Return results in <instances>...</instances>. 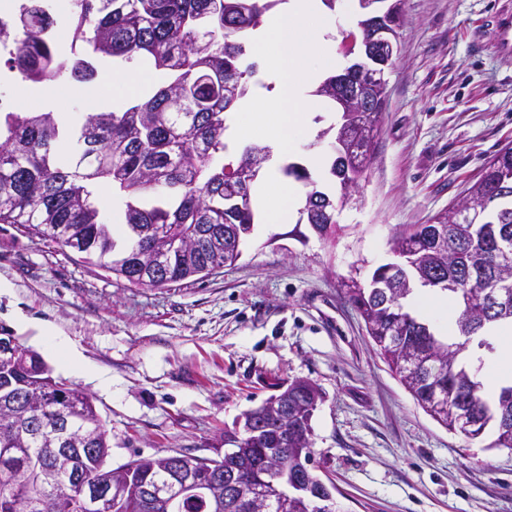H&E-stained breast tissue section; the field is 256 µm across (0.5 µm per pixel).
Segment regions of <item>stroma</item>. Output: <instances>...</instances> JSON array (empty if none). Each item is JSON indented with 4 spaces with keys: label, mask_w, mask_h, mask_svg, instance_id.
I'll use <instances>...</instances> for the list:
<instances>
[{
    "label": "stroma",
    "mask_w": 512,
    "mask_h": 512,
    "mask_svg": "<svg viewBox=\"0 0 512 512\" xmlns=\"http://www.w3.org/2000/svg\"><path fill=\"white\" fill-rule=\"evenodd\" d=\"M501 0H404L398 54L373 158L336 237L255 224L235 267L142 288L0 224V326L80 387L106 424L112 464L175 452L224 456V434L271 394L306 378L323 394L311 468L341 512H512V451L470 441L429 416L369 338L340 282L392 261V239L451 209L498 150L512 146V61L476 38ZM88 84L33 85L0 73V95L39 112L111 101L98 59ZM79 353L64 369L44 329Z\"/></svg>",
    "instance_id": "stroma-1"
}]
</instances>
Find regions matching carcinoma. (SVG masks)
I'll return each instance as SVG.
<instances>
[{"mask_svg":"<svg viewBox=\"0 0 512 512\" xmlns=\"http://www.w3.org/2000/svg\"><path fill=\"white\" fill-rule=\"evenodd\" d=\"M282 0H71L70 56L54 43L55 14L46 0H23L17 13L0 15V59L22 80L41 84L59 77L84 84L93 81L97 68L85 45L94 54L131 62L153 58L166 76L149 97L122 110L88 112L70 154H57L60 123L55 112H22L0 109V223L19 224L35 236L58 247L83 245L81 258L132 286L138 282L119 263V255L149 252L160 247L156 231L180 237L186 247L174 253L162 275L164 284L197 280L208 267L224 266V242L245 240L252 231L254 214L251 188L240 198L241 209L228 215L224 205L240 191L234 178L245 162L263 169L270 150L251 145L235 160L224 161L226 113L250 93L256 63H243L249 51V34L260 27L264 15ZM376 111L354 112L351 122L358 136L351 142L363 164L350 180L364 177L373 155L385 109V93L376 92ZM512 174V146L500 149L484 165V173L470 185L465 199L485 209L480 230L448 223V213L434 216L446 227L443 247L426 248L423 228L405 227L394 246L416 248L414 260L433 275H448V246H454L456 265L472 276L461 288H444L459 307L456 321L460 341L448 343L429 323L407 307L410 293L398 300L393 292L380 297L367 281L351 277L344 282L349 301L360 311L368 336L389 367L422 409L439 396L447 409L462 407L484 426L498 432L492 448H508L501 441L502 424L512 422V386H504L493 399L486 397L476 372L463 361L474 337L496 323L512 322V310L484 321L469 319L465 298L477 296L485 278L497 276L512 295V184H501ZM105 183L119 192L124 224L140 229L117 247L110 225L101 215L94 193ZM327 193L312 187L306 194L298 223L321 226L318 237L336 234L335 211L323 212ZM17 356L0 360V411L28 395L70 413L79 423L101 421L87 395L55 380L43 359L20 342ZM313 386L295 389V432L312 435L308 397ZM52 442L26 434H0V512H44L40 499L49 495L57 508L51 512H79L77 490L47 488L42 470L53 464ZM237 447L256 466L262 483L278 482L293 460L282 445L276 423L269 420L242 436ZM111 455L107 431L91 447L76 455V465L88 481L110 479ZM128 495L115 512H166L161 505L145 508L144 488L164 484L169 475L161 458L132 459L126 463ZM302 500L290 496L269 503L265 512H302ZM178 512H251L243 503L224 499V484L213 486L211 496L186 498Z\"/></svg>","mask_w":512,"mask_h":512,"instance_id":"carcinoma-1","label":"carcinoma"}]
</instances>
